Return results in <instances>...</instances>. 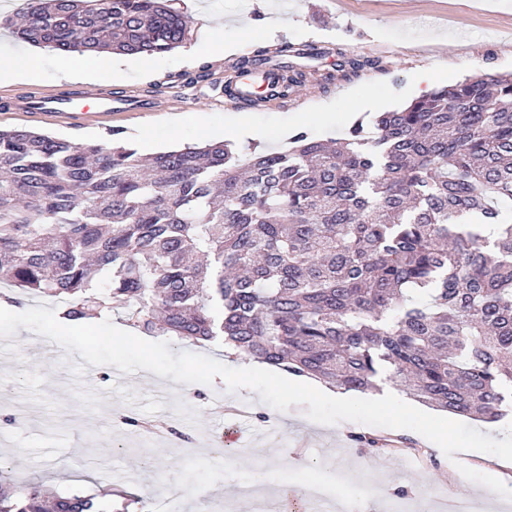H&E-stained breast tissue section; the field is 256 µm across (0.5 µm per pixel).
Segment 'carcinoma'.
Here are the masks:
<instances>
[{"label": "carcinoma", "mask_w": 512, "mask_h": 512, "mask_svg": "<svg viewBox=\"0 0 512 512\" xmlns=\"http://www.w3.org/2000/svg\"><path fill=\"white\" fill-rule=\"evenodd\" d=\"M20 36L60 55L153 56L186 22L163 0H27ZM322 51L284 43L236 70L283 97ZM333 70L379 61L336 49ZM338 141L297 131L244 158L231 142L142 155L0 129V283L66 299L63 316L126 307L144 332L216 338L347 392L381 376L486 423L512 405V74L472 76ZM0 512H106L40 486Z\"/></svg>", "instance_id": "cac0c4a2"}]
</instances>
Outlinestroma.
Here are the masks:
<instances>
[{"label": "stroma", "mask_w": 512, "mask_h": 512, "mask_svg": "<svg viewBox=\"0 0 512 512\" xmlns=\"http://www.w3.org/2000/svg\"><path fill=\"white\" fill-rule=\"evenodd\" d=\"M444 0L441 14L411 18L405 0H276L277 24L248 0H200L184 13V41L175 49L141 59L131 57L115 76L96 72L81 77L62 71V59L34 49L13 27L2 24L16 15L21 0H0V68L16 56L38 51L44 67L37 80L0 79V97L41 88L80 95L104 86L115 91L179 92L186 111L140 112L113 118L125 141L138 153L150 154L184 144L233 139L239 147L260 150L287 147L299 129L329 140L342 137L355 122L369 123L386 112L419 99L415 76L434 71L438 88L475 75L512 73V36L503 32L512 19V0ZM255 22L257 40L242 43L238 28ZM223 38L228 49L212 58L206 44ZM340 47L379 58L381 69L335 84L306 83L277 106L257 110L227 104L224 84L234 63L261 48L283 43ZM0 128L33 129L76 143L108 144V131L75 129L50 119L28 121L0 111ZM46 337L18 328L0 338V474L14 482L44 484L59 494L102 497L112 493V512H260L261 502L240 489L273 487L300 490L305 478L326 480L341 494L342 506L360 500L363 512H430L461 497L474 512H512V500L493 497L484 486L458 470L466 465L489 474L496 457L475 451L451 462L422 435L411 430L375 428L391 440L384 452L356 445L354 435L366 425L344 421L325 426L310 421L303 407L280 412L247 389L229 392L225 382L183 384L140 370L119 375L116 367L91 366L79 354L61 360ZM234 409L248 406L243 423L250 435L227 443L224 455L208 452L215 434L225 431L215 403ZM28 408L21 424L11 418L17 404ZM137 416L150 430L131 429L123 416ZM176 425L193 445L176 447L165 426ZM301 448L296 463L292 448ZM406 487L407 497L391 495Z\"/></svg>", "instance_id": "35a3bbf8"}]
</instances>
